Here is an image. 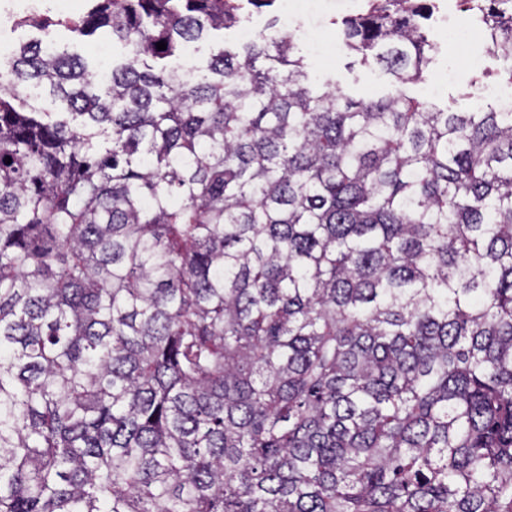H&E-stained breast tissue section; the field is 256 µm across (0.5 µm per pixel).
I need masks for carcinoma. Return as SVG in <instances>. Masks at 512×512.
I'll return each instance as SVG.
<instances>
[{
    "instance_id": "carcinoma-1",
    "label": "carcinoma",
    "mask_w": 512,
    "mask_h": 512,
    "mask_svg": "<svg viewBox=\"0 0 512 512\" xmlns=\"http://www.w3.org/2000/svg\"><path fill=\"white\" fill-rule=\"evenodd\" d=\"M274 2L90 0L106 83L0 58V512H512V112L316 92L279 32L169 65ZM430 15L341 47L404 84Z\"/></svg>"
}]
</instances>
